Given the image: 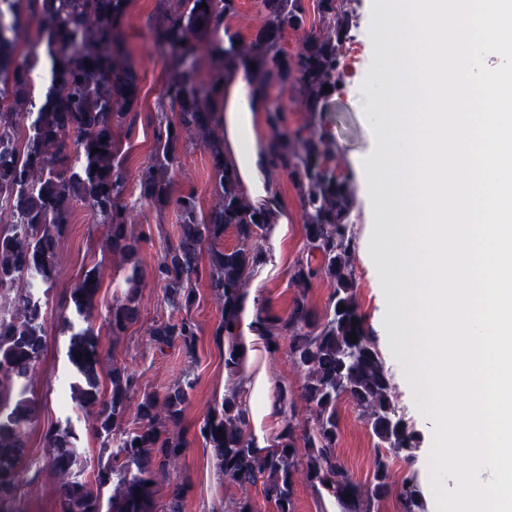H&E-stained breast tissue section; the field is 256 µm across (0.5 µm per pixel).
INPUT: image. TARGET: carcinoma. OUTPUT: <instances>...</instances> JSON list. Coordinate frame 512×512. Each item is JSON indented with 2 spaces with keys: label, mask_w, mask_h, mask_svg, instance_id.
<instances>
[{
  "label": "carcinoma",
  "mask_w": 512,
  "mask_h": 512,
  "mask_svg": "<svg viewBox=\"0 0 512 512\" xmlns=\"http://www.w3.org/2000/svg\"><path fill=\"white\" fill-rule=\"evenodd\" d=\"M129 2L0 0V212L7 214L0 221V298L10 299L9 309L0 307V512H19L14 503L20 465L38 412L27 393L44 351L37 289L54 286L58 244L76 204L86 207L96 223L110 227L107 248L126 265V289L109 314L113 340L139 319L140 291L148 281L162 286L168 307L187 312L154 325L150 340L159 349L178 345L195 351L200 329L188 311L203 281L223 306L215 338L230 333L238 297L262 255L249 242L271 218L270 207L251 202L237 166L226 156L223 119L213 105L217 85L232 76L230 65L239 63L255 65L252 80L272 129L270 173L288 174L304 219L308 258L291 272L292 305L287 316L268 312L266 318L274 346L288 340L291 361L303 376L301 400L310 417L296 419L293 395L288 387H279L288 417L275 451L260 458L253 454L245 417L230 391L199 432L215 449L222 475L242 491L227 512H257L247 489L259 483L278 512H294V477L300 471L336 501L339 512H379L382 501L395 492L390 482L393 458L411 457L418 437L408 424H397L401 416L393 405L377 338L356 300L351 178L334 165L336 142L322 129L326 104L342 80V49L353 26L350 0H257L264 20L247 41L228 24L236 0H157L160 40L176 55L167 68L157 112L149 117L153 149L137 170L138 195L132 204L127 201L125 145L139 116V75L122 38ZM25 13L36 18L37 39L52 65L60 66L52 70L40 102L31 83V64L14 59ZM289 31L304 33L294 53L281 47ZM201 44L222 64L211 81L198 80L190 59ZM88 61L93 68H87ZM274 87L279 94H272ZM284 93L307 114L293 132L285 130ZM195 138L211 157L215 202L206 211L194 193L174 190L181 147ZM137 204L172 210L178 218L177 238L149 268L142 266L140 239L129 229ZM229 229L239 240L232 248L224 247ZM204 250L206 265L201 262ZM323 278L334 288L325 312L318 315L309 294ZM100 287L97 269L85 271L70 290L66 304L72 317L64 326L69 331L66 357L77 376L70 385L73 398L94 409L95 429L109 454L88 481L82 478L79 435L71 419L47 426L48 465L60 480L59 512H156L155 486L189 446L187 435H175L170 427L181 423L196 378L187 373L160 394L141 389L134 373L114 366L110 391L101 392L99 341L91 323ZM353 332L355 343L349 340ZM79 352L82 356L75 357ZM343 398L368 419L378 439L373 480L367 486L353 480L338 452ZM131 412L137 427L127 429L123 424ZM108 486L112 495L105 501ZM395 493L403 512H422L415 476H406Z\"/></svg>",
  "instance_id": "1"
}]
</instances>
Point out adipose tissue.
<instances>
[{"label":"adipose tissue","mask_w":512,"mask_h":512,"mask_svg":"<svg viewBox=\"0 0 512 512\" xmlns=\"http://www.w3.org/2000/svg\"><path fill=\"white\" fill-rule=\"evenodd\" d=\"M251 91L250 73L237 68L231 80L219 89V108L224 112L227 154L240 168L250 193L263 197L268 184L266 141L256 131L263 112ZM224 348L239 353L235 370L224 374V388L237 394L255 453H271L274 434L283 425L286 413L278 387L267 371L273 349L261 289L247 288L240 295L233 331L225 337Z\"/></svg>","instance_id":"adipose-tissue-1"}]
</instances>
